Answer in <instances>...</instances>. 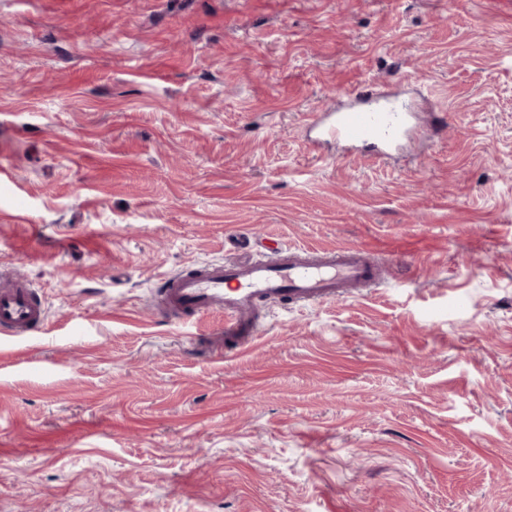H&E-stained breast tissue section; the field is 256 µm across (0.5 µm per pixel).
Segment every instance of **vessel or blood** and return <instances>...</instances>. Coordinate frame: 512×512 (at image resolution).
<instances>
[{
	"label": "vessel or blood",
	"mask_w": 512,
	"mask_h": 512,
	"mask_svg": "<svg viewBox=\"0 0 512 512\" xmlns=\"http://www.w3.org/2000/svg\"><path fill=\"white\" fill-rule=\"evenodd\" d=\"M353 95L357 106L321 124L320 139L359 144L379 155L410 128L413 115L403 106L380 102L364 87L354 89ZM380 272L363 246L326 250L274 246L262 256L164 275L161 313L179 324L196 315L223 314L226 338L242 347L257 331L254 312L260 303L332 301L348 289L375 282ZM45 320L39 292L27 280L0 283V332L26 336L41 331Z\"/></svg>",
	"instance_id": "obj_1"
}]
</instances>
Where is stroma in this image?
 <instances>
[{
    "label": "stroma",
    "instance_id": "35a3bbf8",
    "mask_svg": "<svg viewBox=\"0 0 512 512\" xmlns=\"http://www.w3.org/2000/svg\"><path fill=\"white\" fill-rule=\"evenodd\" d=\"M415 101L375 162L308 127ZM372 246L375 285L224 319L162 275ZM0 512H512V0H0ZM0 331L27 336L43 329L46 311L37 289L27 280L1 278Z\"/></svg>",
    "mask_w": 512,
    "mask_h": 512
}]
</instances>
